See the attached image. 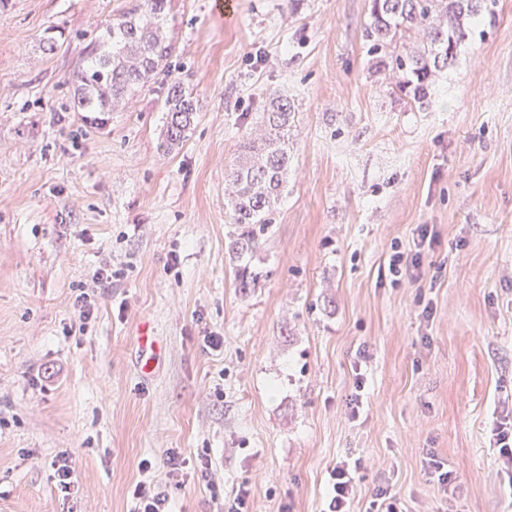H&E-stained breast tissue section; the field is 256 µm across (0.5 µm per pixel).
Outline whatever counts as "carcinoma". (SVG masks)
Listing matches in <instances>:
<instances>
[{
	"label": "carcinoma",
	"instance_id": "cac0c4a2",
	"mask_svg": "<svg viewBox=\"0 0 512 512\" xmlns=\"http://www.w3.org/2000/svg\"><path fill=\"white\" fill-rule=\"evenodd\" d=\"M171 0H140L103 25L86 59L73 72L75 112H110L136 92L152 87L161 97L165 124L162 145L178 147L194 124L199 101L179 82L168 80L166 63L174 53L168 33ZM495 0H369L363 37L397 97L424 105L434 78L453 67L471 27L494 16ZM294 102L270 96L259 133L238 145L236 164L226 172L227 204L234 224L247 231L234 243L236 253L253 251L268 232L273 207L288 176L292 157L288 132Z\"/></svg>",
	"mask_w": 512,
	"mask_h": 512
}]
</instances>
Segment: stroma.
Wrapping results in <instances>:
<instances>
[{
  "label": "stroma",
  "mask_w": 512,
  "mask_h": 512,
  "mask_svg": "<svg viewBox=\"0 0 512 512\" xmlns=\"http://www.w3.org/2000/svg\"><path fill=\"white\" fill-rule=\"evenodd\" d=\"M135 3L0 0V512H133L171 448L213 464L171 487L175 512L245 481L254 512H319L348 453L351 512L381 484L407 512H512L491 435L512 409V0L421 107L371 69L369 0H172L169 76L200 110L170 153L152 88L67 107L89 38ZM273 92L295 102L292 161L242 290L224 176ZM421 224V274L392 284L391 245ZM105 257L126 276L81 321L74 287ZM145 324L164 348L149 378ZM72 463V458L68 453L59 454L52 461L54 477L61 491L68 492L74 482L75 468Z\"/></svg>",
  "instance_id": "obj_1"
}]
</instances>
